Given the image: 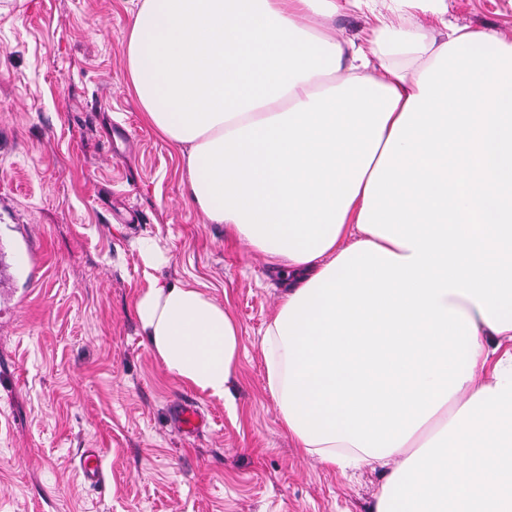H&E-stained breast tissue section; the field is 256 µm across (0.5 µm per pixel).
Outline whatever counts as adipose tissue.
I'll return each instance as SVG.
<instances>
[{
    "instance_id": "1",
    "label": "adipose tissue",
    "mask_w": 512,
    "mask_h": 512,
    "mask_svg": "<svg viewBox=\"0 0 512 512\" xmlns=\"http://www.w3.org/2000/svg\"><path fill=\"white\" fill-rule=\"evenodd\" d=\"M408 0H141L125 46L185 193L288 279L261 340L296 446L397 460L374 512H512V46L425 37ZM368 11L358 43L342 11ZM144 336L234 409L240 330L151 282Z\"/></svg>"
}]
</instances>
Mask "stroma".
Here are the masks:
<instances>
[{"label":"stroma","mask_w":512,"mask_h":512,"mask_svg":"<svg viewBox=\"0 0 512 512\" xmlns=\"http://www.w3.org/2000/svg\"><path fill=\"white\" fill-rule=\"evenodd\" d=\"M446 2L512 45V0ZM138 3L0 0V512H371L380 470L341 474L282 425L260 344L281 279L188 201L180 153L143 121L124 57ZM28 246L39 270L15 265ZM154 279L227 302L236 411L157 359L133 308ZM87 448L96 485L76 471ZM79 471L84 482L96 485L103 479V459L95 448H87L81 455Z\"/></svg>","instance_id":"35a3bbf8"}]
</instances>
